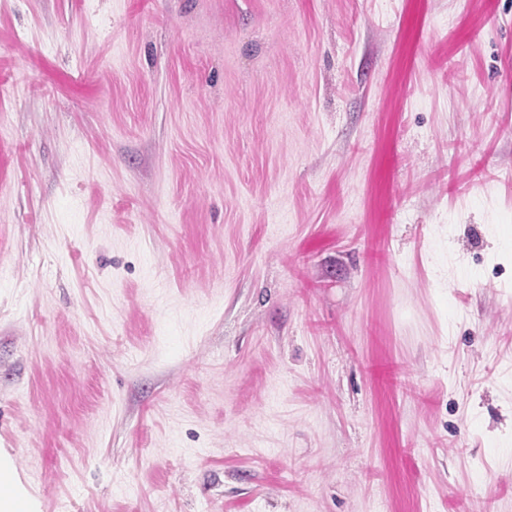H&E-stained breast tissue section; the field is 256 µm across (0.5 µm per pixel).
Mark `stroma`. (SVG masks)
<instances>
[{"label": "stroma", "mask_w": 512, "mask_h": 512, "mask_svg": "<svg viewBox=\"0 0 512 512\" xmlns=\"http://www.w3.org/2000/svg\"><path fill=\"white\" fill-rule=\"evenodd\" d=\"M0 456L36 512H512V0H0Z\"/></svg>", "instance_id": "1"}]
</instances>
